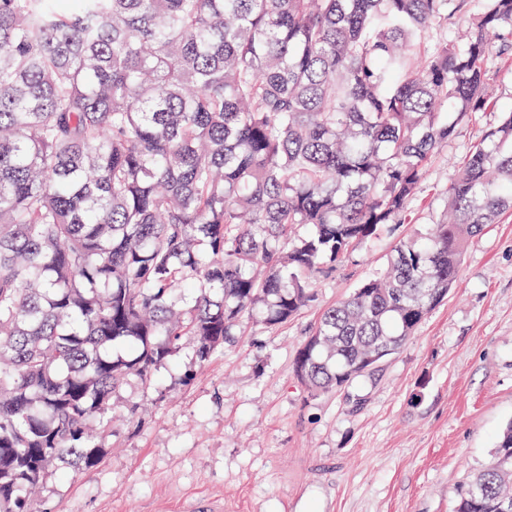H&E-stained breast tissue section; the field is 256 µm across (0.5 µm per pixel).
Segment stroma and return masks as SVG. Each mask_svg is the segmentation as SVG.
<instances>
[{"mask_svg": "<svg viewBox=\"0 0 512 512\" xmlns=\"http://www.w3.org/2000/svg\"><path fill=\"white\" fill-rule=\"evenodd\" d=\"M493 72L496 111L473 113L432 160L408 223L324 269L315 306L290 322L250 323L206 364L184 348L151 384L128 380L99 465L50 468L45 512H177L209 499L224 512H452L512 422V217L469 241L457 288L371 376L311 397L293 360L322 308L439 222L456 162L512 110V66Z\"/></svg>", "mask_w": 512, "mask_h": 512, "instance_id": "stroma-1", "label": "stroma"}]
</instances>
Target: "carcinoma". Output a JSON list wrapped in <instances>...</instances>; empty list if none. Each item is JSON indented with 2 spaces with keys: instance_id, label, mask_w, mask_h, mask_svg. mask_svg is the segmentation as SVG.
<instances>
[{
  "instance_id": "obj_1",
  "label": "carcinoma",
  "mask_w": 512,
  "mask_h": 512,
  "mask_svg": "<svg viewBox=\"0 0 512 512\" xmlns=\"http://www.w3.org/2000/svg\"><path fill=\"white\" fill-rule=\"evenodd\" d=\"M469 2L0 0V512H41L56 460L99 463L129 379L295 318L317 274L405 223L431 159L494 107L490 58L512 62V0ZM446 198L309 329L307 393L395 354L512 213V112ZM511 481L512 423L453 512H512Z\"/></svg>"
}]
</instances>
